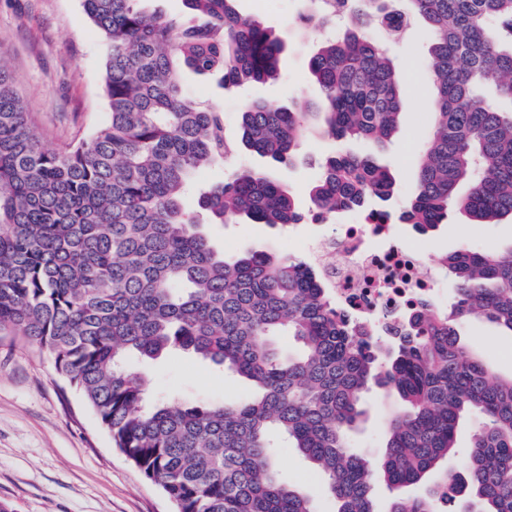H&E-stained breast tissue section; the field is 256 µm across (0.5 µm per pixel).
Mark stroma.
<instances>
[{"instance_id":"1","label":"stroma","mask_w":512,"mask_h":512,"mask_svg":"<svg viewBox=\"0 0 512 512\" xmlns=\"http://www.w3.org/2000/svg\"><path fill=\"white\" fill-rule=\"evenodd\" d=\"M261 2L237 0V8L258 15L284 41L283 80L228 92L214 79L184 76L191 95L223 112L233 138L248 99L261 98L279 108L319 95L309 78L308 62L324 31L304 26L299 0H281L272 11ZM429 45L427 29L417 20L401 40L389 43L403 96L399 129L387 147L366 142L352 146L390 166L397 179L398 206L412 188L419 153L432 127ZM0 57L7 61L23 108L46 148L59 149L86 137L107 120L105 46L80 0H0ZM334 149L330 141L307 137L300 147L302 161L277 170V178L288 184L301 210L309 208V187L318 162ZM331 228V222L307 220L280 229L209 224L205 231L229 255L256 248L303 259L312 239ZM395 231L401 241L421 240L435 256L455 251L464 241L483 250L512 243L511 221L472 224L454 208L431 234L418 236L401 223ZM460 332L494 373L512 377V334L479 321L463 323ZM129 365L145 370L157 398L236 402L250 393L236 375L182 352L169 353L146 367L134 358ZM363 408L353 439L366 456L375 457L383 452L387 422L403 411L404 403L393 393H373ZM277 468L294 489L311 498L317 512H334L326 483L296 449H280ZM0 507L6 512H175L164 492L113 446L97 415L58 374L53 361L5 334H0Z\"/></svg>"}]
</instances>
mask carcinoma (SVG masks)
Instances as JSON below:
<instances>
[{
    "instance_id": "cac0c4a2",
    "label": "carcinoma",
    "mask_w": 512,
    "mask_h": 512,
    "mask_svg": "<svg viewBox=\"0 0 512 512\" xmlns=\"http://www.w3.org/2000/svg\"><path fill=\"white\" fill-rule=\"evenodd\" d=\"M146 0H82L103 37L109 119L88 137L45 148L0 60V333L48 354L96 413L115 447L161 487L176 512H316L285 484L276 438L324 477L335 512H433L438 491L411 502L397 491L425 481L456 448L464 415L473 437L468 480L439 477L452 512H512V377L461 342L458 324L485 319L512 333V245L467 244L437 260L457 297L429 303L389 334L355 329L308 262L247 249L228 258L205 224L285 227L303 213L271 170L294 163L300 141L384 144L402 114L387 52L410 20L431 35L429 137L399 220L420 235L457 207L476 224L512 219V0H339L350 16L309 61L320 99L297 108L245 104L240 138L224 114L183 89L182 75L221 76L237 90L281 78L284 43L236 0H183L187 18ZM264 160L183 200L199 170L239 148ZM461 185L465 196H457ZM395 180L372 155L340 151L310 191L318 218L371 209L390 215ZM300 348L283 353L275 337ZM181 351L250 382L234 403L148 399L127 361ZM396 393L403 414L372 463L351 448L371 388ZM380 472L394 496L373 497Z\"/></svg>"
}]
</instances>
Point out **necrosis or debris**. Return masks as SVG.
Wrapping results in <instances>:
<instances>
[{"label": "necrosis or debris", "mask_w": 512, "mask_h": 512, "mask_svg": "<svg viewBox=\"0 0 512 512\" xmlns=\"http://www.w3.org/2000/svg\"><path fill=\"white\" fill-rule=\"evenodd\" d=\"M314 255L337 307L374 328L385 316L445 297L441 274L424 254L399 242L389 221L365 212L319 240Z\"/></svg>", "instance_id": "1"}]
</instances>
